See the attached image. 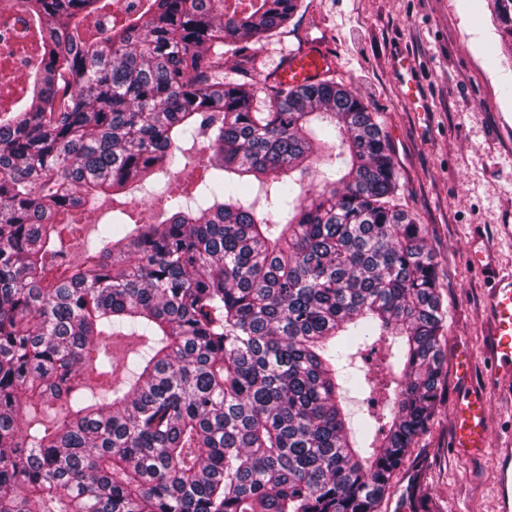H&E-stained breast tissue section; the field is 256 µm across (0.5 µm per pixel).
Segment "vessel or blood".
<instances>
[{
	"label": "vessel or blood",
	"mask_w": 512,
	"mask_h": 512,
	"mask_svg": "<svg viewBox=\"0 0 512 512\" xmlns=\"http://www.w3.org/2000/svg\"><path fill=\"white\" fill-rule=\"evenodd\" d=\"M327 64L325 54L307 50L290 54L277 74L286 86L318 79ZM490 328L486 357L493 382L512 391V273H500L487 294ZM452 446L464 457L481 455L488 446V411L480 391L469 390L459 401ZM501 461L498 495L499 512H512V448L499 449Z\"/></svg>",
	"instance_id": "obj_1"
}]
</instances>
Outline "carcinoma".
Masks as SVG:
<instances>
[{
  "label": "carcinoma",
  "instance_id": "carcinoma-1",
  "mask_svg": "<svg viewBox=\"0 0 512 512\" xmlns=\"http://www.w3.org/2000/svg\"><path fill=\"white\" fill-rule=\"evenodd\" d=\"M0 108V512H378L431 425L448 307L378 114L332 78L224 80L303 0H22ZM512 39V0H490ZM208 140L193 205L64 234ZM100 382L83 395L86 365ZM369 391L357 441L343 394Z\"/></svg>",
  "mask_w": 512,
  "mask_h": 512
}]
</instances>
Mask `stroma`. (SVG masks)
I'll return each mask as SVG.
<instances>
[{
	"mask_svg": "<svg viewBox=\"0 0 512 512\" xmlns=\"http://www.w3.org/2000/svg\"><path fill=\"white\" fill-rule=\"evenodd\" d=\"M323 48L331 73L377 112L398 173L397 202L415 214L438 265L448 306L444 347L448 385L429 431L410 450L379 512H395L409 488L432 512H498L499 459L452 454L454 406L465 386L486 389L495 445L512 441V398L489 391L485 297L493 271L512 270V61L487 0H305L287 28L258 44L254 60L224 58V76H276L289 53ZM407 55L427 93V112L404 97L394 69ZM174 174H158L122 196L143 223L168 217L179 194ZM494 250L492 269L475 266L473 248ZM473 357L469 383L455 373L459 348Z\"/></svg>",
	"mask_w": 512,
	"mask_h": 512,
	"instance_id": "stroma-1",
	"label": "stroma"
}]
</instances>
